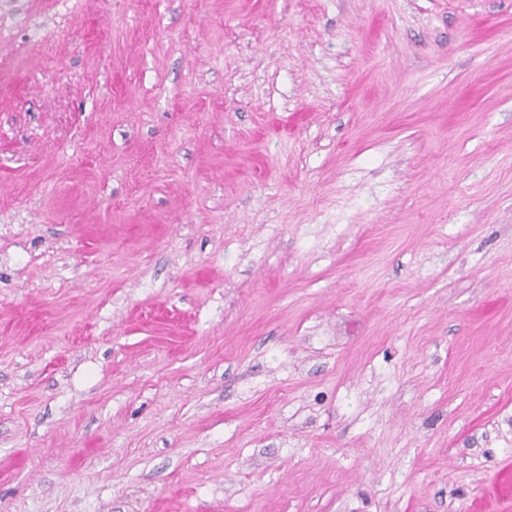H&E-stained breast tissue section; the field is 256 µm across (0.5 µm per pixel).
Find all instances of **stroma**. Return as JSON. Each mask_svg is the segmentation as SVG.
<instances>
[{"label":"stroma","instance_id":"1","mask_svg":"<svg viewBox=\"0 0 512 512\" xmlns=\"http://www.w3.org/2000/svg\"><path fill=\"white\" fill-rule=\"evenodd\" d=\"M512 0H12L0 512H512Z\"/></svg>","mask_w":512,"mask_h":512}]
</instances>
